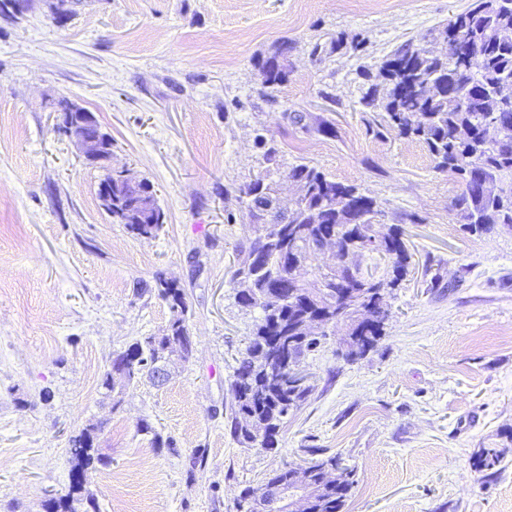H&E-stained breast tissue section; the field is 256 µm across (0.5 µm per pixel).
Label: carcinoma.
<instances>
[{
	"label": "carcinoma",
	"instance_id": "cac0c4a2",
	"mask_svg": "<svg viewBox=\"0 0 512 512\" xmlns=\"http://www.w3.org/2000/svg\"><path fill=\"white\" fill-rule=\"evenodd\" d=\"M439 36L455 38L462 53L447 58L432 54L425 44H404L394 49L380 68L383 84L370 86L361 98L370 111L382 109L379 126L423 144L431 154L435 168L453 174L461 186L452 204L464 229L477 235L489 234L496 226L512 227V101L497 103L488 96L490 88L512 78V0H474L471 6L448 24L432 30ZM277 53L259 63L262 83L268 87L287 81L288 71L275 65ZM481 67L471 72V60ZM427 81L441 83L445 92L431 97L425 94ZM289 178L308 187L292 220L277 226L263 219L275 208L271 172L256 176L240 190L239 199L250 223L258 226L257 236L237 250L233 279L251 284L257 291L254 306L262 316L255 325L246 351L237 360L230 391L234 414L250 417L254 424L270 429L267 445H277L283 410H294L311 392V386L297 387L283 379L284 368L269 365L266 383L260 376L263 341H281L289 335L294 322L316 310L300 295L317 289L328 302L336 300V276L355 281L359 293L353 305H369L373 291L388 294L407 276L412 255L403 232L394 229L384 243L385 254L378 260L383 272L363 268L362 259L371 254L366 242L380 236V210L376 201L354 185L337 182L322 171L304 163L286 172ZM351 197L350 210L336 209V196ZM112 221L123 224L139 237H153L167 221V215L155 195L137 193L112 176ZM330 238L352 243L353 254L341 258L338 270L327 271L307 265L294 272L288 266L293 250H307ZM157 296L169 308L171 318L166 337L155 341L148 337L122 352L129 373L128 383L143 377L154 379L158 363L164 358L167 337L181 336L188 329L186 294L179 285L157 280ZM386 320H375L360 332L369 336L368 346L359 347L363 355L384 336ZM320 345L311 338L290 347L288 357L300 364ZM72 468L66 495L51 499L47 512H72L75 496L83 492L77 476L93 464V439L86 431L70 440ZM340 461L337 455L315 458L305 473L319 483L325 468ZM500 453L481 448L473 456L472 467L493 477L499 472ZM358 484L357 470L345 467V479L339 485L324 488L309 512H344L348 498Z\"/></svg>",
	"mask_w": 512,
	"mask_h": 512
}]
</instances>
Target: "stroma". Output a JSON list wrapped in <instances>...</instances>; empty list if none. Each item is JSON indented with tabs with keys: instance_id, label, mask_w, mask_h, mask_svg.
I'll use <instances>...</instances> for the list:
<instances>
[{
	"instance_id": "1",
	"label": "stroma",
	"mask_w": 512,
	"mask_h": 512,
	"mask_svg": "<svg viewBox=\"0 0 512 512\" xmlns=\"http://www.w3.org/2000/svg\"><path fill=\"white\" fill-rule=\"evenodd\" d=\"M56 2L0 15V512L66 494L84 431L100 512H236L244 487L314 448L357 470L344 512H512V228L464 232L455 178L422 144L374 135L360 103L393 49L472 0H79L62 27ZM282 42L288 80L265 86L258 62ZM57 98L93 112L113 165L153 186L156 236L101 208L108 171L56 132ZM299 163L374 198L413 266L373 350L346 360L344 326L328 328L302 362L312 393L266 449L231 432L229 385L261 317L232 281L257 234L239 190ZM159 274L187 295L193 356H170L162 384L107 391L113 355L168 325ZM482 448L501 452L495 478L471 464Z\"/></svg>"
}]
</instances>
